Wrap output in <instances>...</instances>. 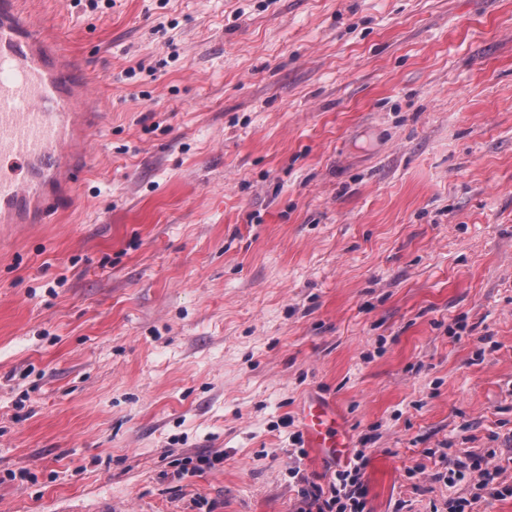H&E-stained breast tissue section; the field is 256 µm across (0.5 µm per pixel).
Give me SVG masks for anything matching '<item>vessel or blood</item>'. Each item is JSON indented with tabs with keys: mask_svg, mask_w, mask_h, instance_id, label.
Listing matches in <instances>:
<instances>
[{
	"mask_svg": "<svg viewBox=\"0 0 512 512\" xmlns=\"http://www.w3.org/2000/svg\"><path fill=\"white\" fill-rule=\"evenodd\" d=\"M22 3L0 0V224H44L67 207L59 188L84 173L83 143L97 125L83 105L84 69ZM301 419L309 447L346 461L350 432L334 404L309 400Z\"/></svg>",
	"mask_w": 512,
	"mask_h": 512,
	"instance_id": "vessel-or-blood-1",
	"label": "vessel or blood"
}]
</instances>
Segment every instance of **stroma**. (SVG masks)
<instances>
[{"mask_svg": "<svg viewBox=\"0 0 512 512\" xmlns=\"http://www.w3.org/2000/svg\"><path fill=\"white\" fill-rule=\"evenodd\" d=\"M102 124L0 232V512H446L512 458V0H39ZM221 460L193 471V459ZM301 419L309 448H315L327 461H346L351 448L350 432L334 404L311 399L303 406ZM366 464L363 453L355 455L341 469H336L327 489L312 483L301 489L296 512H367V490L361 481ZM477 471L478 483L476 490L483 491L489 490V495L493 497H512V485L511 483H505L501 476L505 471V467L500 464L490 466L489 462L485 458L473 461L472 463L467 462H453L452 467H445V472H439L438 478L444 482H448L449 488H454L458 484L466 482L470 479V469Z\"/></svg>", "mask_w": 512, "mask_h": 512, "instance_id": "stroma-1", "label": "stroma"}]
</instances>
